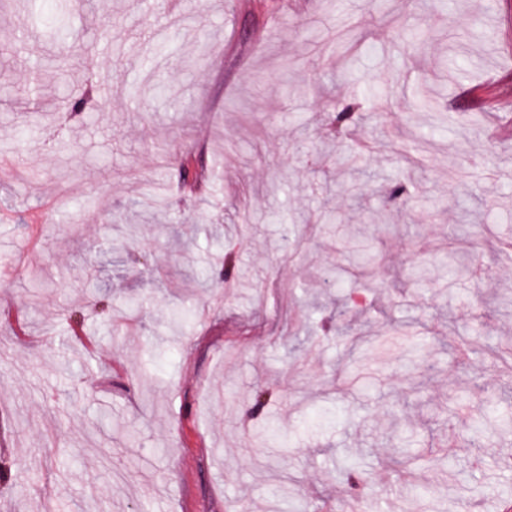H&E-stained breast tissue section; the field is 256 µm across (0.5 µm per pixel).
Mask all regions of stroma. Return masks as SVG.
<instances>
[{"instance_id": "obj_1", "label": "stroma", "mask_w": 512, "mask_h": 512, "mask_svg": "<svg viewBox=\"0 0 512 512\" xmlns=\"http://www.w3.org/2000/svg\"><path fill=\"white\" fill-rule=\"evenodd\" d=\"M4 36L0 512H503L512 436L466 441L512 414V0H0Z\"/></svg>"}]
</instances>
